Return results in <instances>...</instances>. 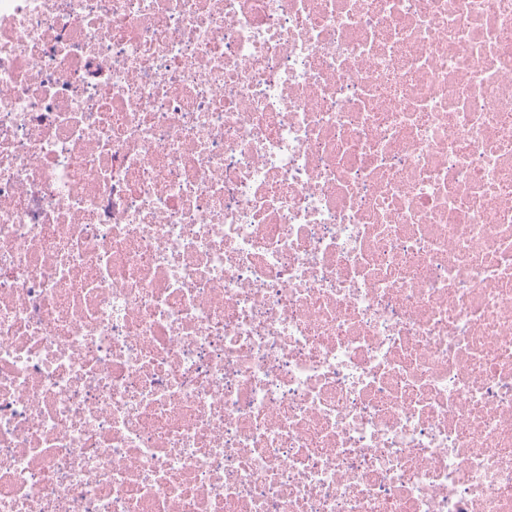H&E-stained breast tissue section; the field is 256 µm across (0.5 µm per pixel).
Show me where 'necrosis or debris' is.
<instances>
[{
    "label": "necrosis or debris",
    "instance_id": "1",
    "mask_svg": "<svg viewBox=\"0 0 512 512\" xmlns=\"http://www.w3.org/2000/svg\"><path fill=\"white\" fill-rule=\"evenodd\" d=\"M0 512H512V0H0Z\"/></svg>",
    "mask_w": 512,
    "mask_h": 512
}]
</instances>
